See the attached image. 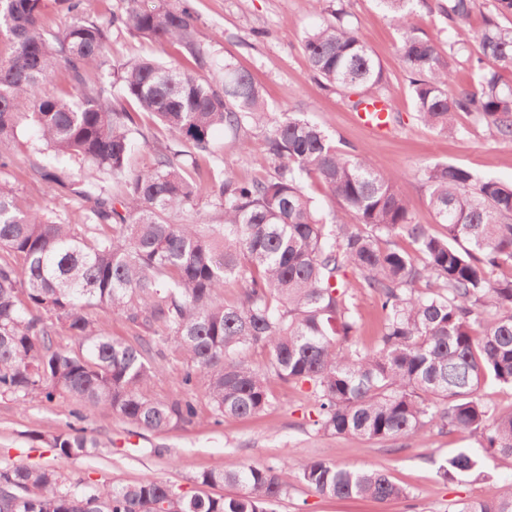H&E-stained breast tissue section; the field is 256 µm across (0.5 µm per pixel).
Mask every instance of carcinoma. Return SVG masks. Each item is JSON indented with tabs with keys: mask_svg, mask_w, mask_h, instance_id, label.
<instances>
[{
	"mask_svg": "<svg viewBox=\"0 0 512 512\" xmlns=\"http://www.w3.org/2000/svg\"><path fill=\"white\" fill-rule=\"evenodd\" d=\"M78 20L56 33L43 29L46 0H0V168L26 118L36 141L81 174L29 163L36 185L78 201L83 223L53 220L23 208L0 183V395L24 405L60 395L75 401L73 422L58 433L33 431L57 455L101 451L83 423L87 407L112 410L132 427L161 433L198 417L190 394L156 400L142 389L154 361L177 354L182 385L205 381L218 423L264 413L271 384L311 386L313 425L336 437L417 441L429 430L476 438L439 466L444 481L512 457V411L493 414L476 393L487 381L512 387V183L480 179L468 168L437 163L424 171L429 205L443 232L416 224L398 191L396 171L373 169L336 146L327 129L285 112L265 135L275 163L264 178L243 179L215 158L210 132L249 150V132L268 124L267 103L251 75L226 59L214 65L199 42L188 7L175 0H122L103 23L89 0H58ZM315 0L330 18L303 39L323 85L360 102L380 96L384 70L347 22L343 0ZM400 33L398 51L421 122L437 133H462L470 114L489 133L512 141V0H436L448 20V47L423 36L411 0H378ZM478 55L462 32L474 14ZM143 43H168L181 61L134 56L110 63V30ZM476 62L478 84L454 83L449 58ZM112 65V81L92 78ZM70 89L40 92L58 67ZM146 115L171 135L153 147L146 169L130 166ZM123 183L114 199L106 180ZM340 206L328 213L309 187ZM212 197L220 224H175L171 216ZM404 233L416 261L391 237ZM377 302L381 329L359 345L347 273ZM241 284L234 300L224 291ZM125 314L146 333L115 339L88 309ZM74 339L63 347L57 336ZM259 349L266 362L243 358ZM335 500L388 501L408 491L381 470L335 461L204 471L200 486L237 492L190 494L146 476L132 485L70 481L53 468L0 465V512H275L288 478ZM453 512H512V485L459 500Z\"/></svg>",
	"mask_w": 512,
	"mask_h": 512,
	"instance_id": "obj_1",
	"label": "carcinoma"
}]
</instances>
